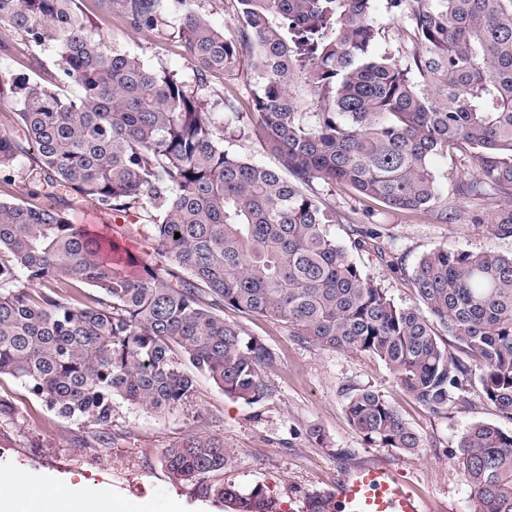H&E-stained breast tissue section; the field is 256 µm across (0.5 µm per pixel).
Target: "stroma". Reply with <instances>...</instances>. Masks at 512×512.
<instances>
[{
  "mask_svg": "<svg viewBox=\"0 0 512 512\" xmlns=\"http://www.w3.org/2000/svg\"><path fill=\"white\" fill-rule=\"evenodd\" d=\"M79 7L94 19L97 35L108 46L145 66L162 65L192 76L193 61L179 41L155 38L103 15L97 0H80ZM5 38L12 52L0 59V71L34 75L42 82L57 71L60 58L52 48L30 45L16 32ZM332 200L337 221L328 231L338 243L353 248L363 227V206L343 187L336 188ZM455 203L460 213L450 224L389 215L379 227L386 258L360 255L361 265L395 303L415 305L407 274L435 248L512 254V238L492 237L485 225L472 223L470 200L459 197ZM74 221L92 234L116 240L140 264L153 263L158 244L136 214L100 212L82 201L74 207ZM393 260L401 262L402 271L390 269ZM224 317L240 326L245 339L261 343L276 356L274 366L263 372L271 392L261 403L248 405L228 397L201 375L186 404L162 413L115 401L112 426L103 430L86 419L55 416L22 382L4 376L0 394L12 399L14 412L0 417V478L19 480L33 492L73 485L90 494L103 488L133 504L135 512H227L223 502L175 482L161 464L166 448L192 435H206L223 441L232 455L224 471L226 484L242 492L262 487L283 505L290 497L329 489L356 466L383 463L426 496L429 512H469V488L458 463L459 441L473 422H492L510 431L511 419L479 401L469 406L452 403L447 412L432 413L403 391L378 359L302 342L286 324L270 318L229 309ZM363 388L380 392L396 406L422 440L419 455L370 445L350 427L347 398L352 390ZM313 428L321 430V439L310 437Z\"/></svg>",
  "mask_w": 512,
  "mask_h": 512,
  "instance_id": "stroma-1",
  "label": "stroma"
}]
</instances>
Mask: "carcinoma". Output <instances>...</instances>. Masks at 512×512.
<instances>
[{
  "mask_svg": "<svg viewBox=\"0 0 512 512\" xmlns=\"http://www.w3.org/2000/svg\"><path fill=\"white\" fill-rule=\"evenodd\" d=\"M137 31L180 41L193 78L105 45L76 0H0V29L51 46L48 84L5 79L21 134L0 133V173L22 167L29 201L0 200V377L24 383L57 416L112 426L116 399L162 412L196 376L247 404L270 388L274 354L224 320L272 318L298 339L383 361L433 413L474 392L512 419V255L436 248L412 271L417 305L396 304L336 242L323 186L389 213L446 224L454 150L471 166L459 194L492 204L472 215L512 237V0H236L216 25L196 0H97ZM403 29L381 44L384 21ZM248 62V107L199 94ZM250 133L269 168L224 148ZM116 214L136 209L158 259L141 266L72 222L66 196ZM179 238H174L175 233ZM97 290L85 295L82 287ZM346 417L371 445L414 455L420 436L381 394L356 389ZM470 512H512V431L478 421L459 442ZM224 442L191 435L165 471L233 512H279L260 487L224 484Z\"/></svg>",
  "mask_w": 512,
  "mask_h": 512,
  "instance_id": "cac0c4a2",
  "label": "carcinoma"
}]
</instances>
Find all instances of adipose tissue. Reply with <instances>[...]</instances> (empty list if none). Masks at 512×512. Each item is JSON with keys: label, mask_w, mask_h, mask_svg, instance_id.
<instances>
[{"label": "adipose tissue", "mask_w": 512, "mask_h": 512, "mask_svg": "<svg viewBox=\"0 0 512 512\" xmlns=\"http://www.w3.org/2000/svg\"><path fill=\"white\" fill-rule=\"evenodd\" d=\"M124 506L107 491L85 496L74 487L55 489L43 498H30L23 487L0 488V512H123Z\"/></svg>", "instance_id": "adipose-tissue-1"}]
</instances>
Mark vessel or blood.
Returning <instances> with one entry per match:
<instances>
[{"label": "vessel or blood", "mask_w": 512, "mask_h": 512, "mask_svg": "<svg viewBox=\"0 0 512 512\" xmlns=\"http://www.w3.org/2000/svg\"><path fill=\"white\" fill-rule=\"evenodd\" d=\"M321 512H427L426 500L386 465H362L344 472L335 486L318 494L312 505Z\"/></svg>", "instance_id": "b4317fda"}]
</instances>
